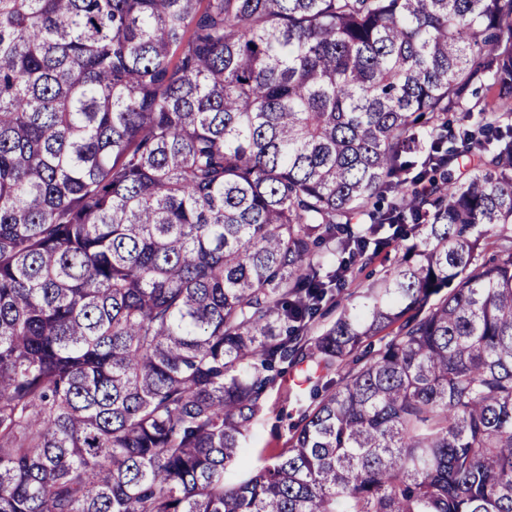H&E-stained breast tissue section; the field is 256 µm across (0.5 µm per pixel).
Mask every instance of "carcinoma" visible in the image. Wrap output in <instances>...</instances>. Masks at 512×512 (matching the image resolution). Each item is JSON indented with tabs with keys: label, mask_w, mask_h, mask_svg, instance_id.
Masks as SVG:
<instances>
[{
	"label": "carcinoma",
	"mask_w": 512,
	"mask_h": 512,
	"mask_svg": "<svg viewBox=\"0 0 512 512\" xmlns=\"http://www.w3.org/2000/svg\"><path fill=\"white\" fill-rule=\"evenodd\" d=\"M509 101L512 0H0V512H512ZM384 254L377 257L372 265L361 269L355 266L347 275L346 286L343 293L336 297L333 303L326 307L327 311L319 317L312 327V335L319 334L323 329L330 326L340 315L345 307H355L366 301V295L377 278L382 274L385 266L390 262L383 263ZM373 272V273H372ZM305 368V364L288 368L269 389V410L261 415L247 442L250 464L230 469L227 472L229 478L246 476L254 466L270 461L272 456L290 446L301 414L309 405L308 392L312 383L304 382Z\"/></svg>",
	"instance_id": "obj_1"
}]
</instances>
